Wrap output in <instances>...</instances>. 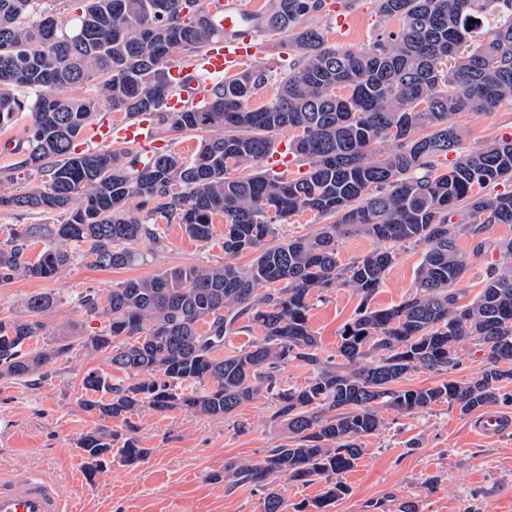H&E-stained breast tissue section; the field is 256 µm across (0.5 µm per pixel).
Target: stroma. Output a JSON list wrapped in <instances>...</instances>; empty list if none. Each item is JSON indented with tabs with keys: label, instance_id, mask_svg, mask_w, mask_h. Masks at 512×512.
Listing matches in <instances>:
<instances>
[{
	"label": "stroma",
	"instance_id": "35a3bbf8",
	"mask_svg": "<svg viewBox=\"0 0 512 512\" xmlns=\"http://www.w3.org/2000/svg\"><path fill=\"white\" fill-rule=\"evenodd\" d=\"M341 13L354 16L356 28L338 33L336 17ZM305 22L320 28L330 43L355 51L367 48L381 31L400 27L398 19L378 14L376 0H326L325 8ZM457 122L463 147L507 139L512 137V105L489 114L464 115ZM165 237L162 248L141 241L139 249L147 256L141 265L98 269L76 260L54 278L0 285V317L24 315L30 295L49 293L56 298L46 317L49 329L75 325L91 336L103 329L104 322L87 317L81 308L87 289L104 297L116 284L160 269L227 261L244 267L252 260L248 254L225 255L220 217L209 243L189 239L176 224L167 227ZM505 239H512V224L490 225L481 237L485 247L477 255V240L459 237L457 246L470 262L456 286L463 302L475 297L498 258L497 243ZM424 252V245L414 243L401 249L384 287L371 300L373 306L390 307L407 297ZM359 302L349 287L312 298L309 322L323 355L335 353L342 328ZM89 369L112 371L104 357L81 355L59 360L51 367V377L35 385L0 379V469L50 476L73 512H262L257 493L227 487L224 466L262 459L268 449L287 443L288 431L271 422L265 397L221 420L184 411L161 415L141 410L132 418L133 430L148 457L135 466L113 461L89 483L77 447L79 439L100 424L97 416L79 406L80 381ZM381 417L382 427L363 438L361 458L343 475L347 494L330 512H398L405 502L413 503L416 512H512V425L496 438L483 439L472 432L470 417L444 403L413 415L388 409Z\"/></svg>",
	"mask_w": 512,
	"mask_h": 512
}]
</instances>
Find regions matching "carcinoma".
<instances>
[{
  "mask_svg": "<svg viewBox=\"0 0 512 512\" xmlns=\"http://www.w3.org/2000/svg\"><path fill=\"white\" fill-rule=\"evenodd\" d=\"M269 2L251 33L282 37L298 64L279 74L250 66L224 77L204 103L171 112L170 60L224 36L204 0H0V126L27 117L14 168L41 177L28 191L1 194L0 206L67 215L9 231L0 241V283L53 278L76 249L94 268L144 264L142 240L160 244L164 226L178 224L206 244L216 216L224 217V253L253 255L247 267H172L122 282L103 300L84 295V313L106 322L92 336L48 334L43 317L56 299L33 294L28 316L0 318V379L29 384L48 378L60 358L101 355L122 377L87 370L79 404L103 421L146 407L224 419L263 395L288 443L225 466L224 481L250 486L263 512H284L280 480L323 481L326 491L295 512H329L348 491L340 475L360 458L361 439L382 426L380 410L410 415L446 402L468 415L512 404V239L497 245L499 259L472 302L459 303L456 292L470 268L457 238L512 224V193H475L477 185L512 181V139L438 168L460 145L455 115L512 104V0H378L379 14L402 24L361 52L302 24L324 0ZM269 85L271 97L252 107ZM85 86L93 92L56 94ZM102 98L126 118L154 115L162 132L206 138L188 159L166 150L147 162L128 149L79 152L76 140ZM285 130L298 132L288 152L308 167L298 178L263 170L273 135ZM386 138L398 146L383 156L376 144ZM303 211L332 222L311 235L281 236ZM346 236L379 247L344 264L337 245ZM36 239L44 244L37 255ZM411 241L428 245L414 291L395 306H372L399 247ZM346 286L361 300L336 362L321 356L310 301ZM236 330L254 339L221 354ZM31 339L42 346L30 348ZM467 341L486 356L478 376L395 387L411 372L457 369ZM293 361L313 370L300 387L281 383ZM78 448L91 476L114 450L127 466L148 455L135 437L105 424Z\"/></svg>",
  "mask_w": 512,
  "mask_h": 512,
  "instance_id": "carcinoma-1",
  "label": "carcinoma"
}]
</instances>
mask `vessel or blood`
I'll return each mask as SVG.
<instances>
[{
    "instance_id": "b4317fda",
    "label": "vessel or blood",
    "mask_w": 512,
    "mask_h": 512,
    "mask_svg": "<svg viewBox=\"0 0 512 512\" xmlns=\"http://www.w3.org/2000/svg\"><path fill=\"white\" fill-rule=\"evenodd\" d=\"M207 10L224 36L187 63L171 68L170 77L177 88L176 96L168 101L172 110L205 100L215 80L241 69L258 54L253 34L245 29L249 11L239 0H209ZM85 144L132 146L147 159L160 147L153 118L146 113L132 119L92 124ZM503 425L501 415L488 412L477 417L472 428L479 435L492 438ZM0 512H68V507L54 480L41 474L4 470L0 472Z\"/></svg>"
}]
</instances>
